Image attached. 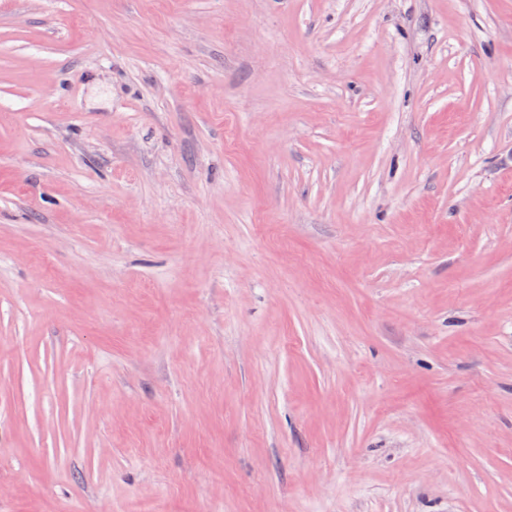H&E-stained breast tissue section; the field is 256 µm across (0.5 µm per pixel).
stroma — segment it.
Listing matches in <instances>:
<instances>
[{"label": "stroma", "instance_id": "stroma-1", "mask_svg": "<svg viewBox=\"0 0 512 512\" xmlns=\"http://www.w3.org/2000/svg\"><path fill=\"white\" fill-rule=\"evenodd\" d=\"M0 512H512V0H0Z\"/></svg>", "mask_w": 512, "mask_h": 512}]
</instances>
